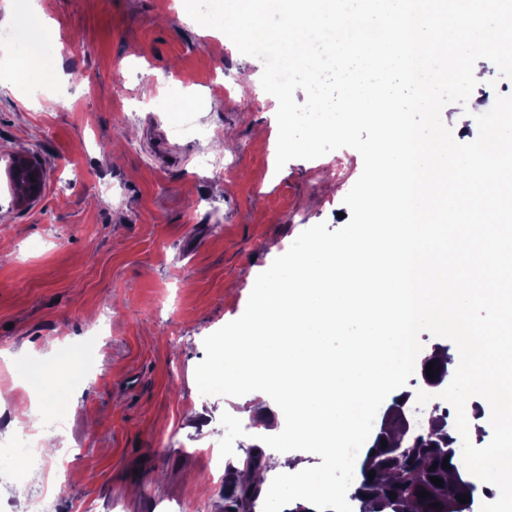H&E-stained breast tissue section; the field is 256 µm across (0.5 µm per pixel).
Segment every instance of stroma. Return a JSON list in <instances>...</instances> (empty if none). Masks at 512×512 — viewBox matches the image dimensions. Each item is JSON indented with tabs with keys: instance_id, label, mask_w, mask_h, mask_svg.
<instances>
[{
	"instance_id": "35a3bbf8",
	"label": "stroma",
	"mask_w": 512,
	"mask_h": 512,
	"mask_svg": "<svg viewBox=\"0 0 512 512\" xmlns=\"http://www.w3.org/2000/svg\"><path fill=\"white\" fill-rule=\"evenodd\" d=\"M37 6L65 47L56 79L0 58V412L64 415L63 445L80 454L55 512H222L247 449L280 422L259 419L252 395L199 392L203 340L302 231L344 226L362 157L277 167L276 99L243 83L262 62L182 0ZM176 104L213 139L173 138ZM20 154L44 173L26 203L8 174ZM221 425L238 452L218 469L205 450Z\"/></svg>"
}]
</instances>
